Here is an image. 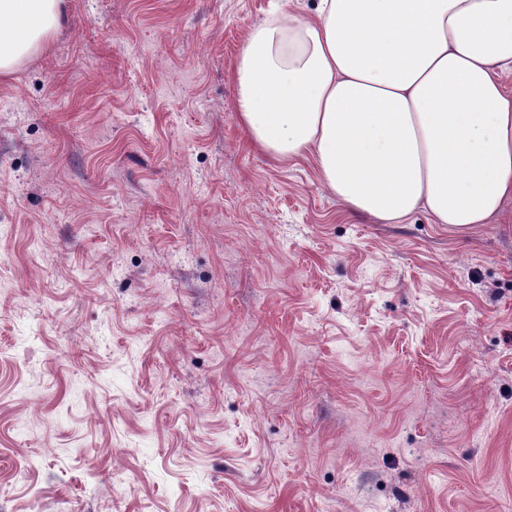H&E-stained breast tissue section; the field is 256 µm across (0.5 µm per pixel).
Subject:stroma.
<instances>
[{
  "mask_svg": "<svg viewBox=\"0 0 512 512\" xmlns=\"http://www.w3.org/2000/svg\"><path fill=\"white\" fill-rule=\"evenodd\" d=\"M276 0H67L0 78V512H512V204L353 216L253 148Z\"/></svg>",
  "mask_w": 512,
  "mask_h": 512,
  "instance_id": "obj_1",
  "label": "stroma"
}]
</instances>
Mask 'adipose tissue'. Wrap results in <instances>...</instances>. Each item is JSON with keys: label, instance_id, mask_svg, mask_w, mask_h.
<instances>
[{"label": "adipose tissue", "instance_id": "obj_1", "mask_svg": "<svg viewBox=\"0 0 512 512\" xmlns=\"http://www.w3.org/2000/svg\"><path fill=\"white\" fill-rule=\"evenodd\" d=\"M66 0H0V76L42 52ZM512 0H317L248 32L238 117L279 161L308 156L345 209L461 231L512 203Z\"/></svg>", "mask_w": 512, "mask_h": 512}]
</instances>
